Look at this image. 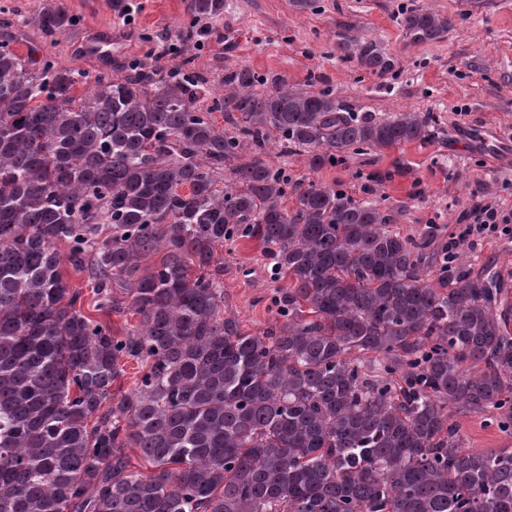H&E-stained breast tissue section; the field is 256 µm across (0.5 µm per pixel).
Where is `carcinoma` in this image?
I'll return each mask as SVG.
<instances>
[{
	"label": "carcinoma",
	"instance_id": "obj_1",
	"mask_svg": "<svg viewBox=\"0 0 512 512\" xmlns=\"http://www.w3.org/2000/svg\"><path fill=\"white\" fill-rule=\"evenodd\" d=\"M199 18L224 0H190ZM63 34L44 0L29 19ZM418 41L452 19L407 18ZM0 44V512H512V449L464 448L452 409L512 436V301L375 200L267 160L424 144L429 115H357L327 91L224 96L181 62L136 64L73 95L78 72ZM362 67L391 59L357 46ZM224 112L229 131L212 114ZM259 240L273 260L275 325L224 316L218 246ZM68 246L63 256L56 244ZM164 256L139 276L141 261ZM85 271L93 316L62 267ZM134 311L117 336L102 317ZM124 359L146 366L116 397ZM139 448L148 474L130 468Z\"/></svg>",
	"mask_w": 512,
	"mask_h": 512
}]
</instances>
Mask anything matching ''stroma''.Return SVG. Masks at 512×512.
I'll list each match as a JSON object with an SVG mask.
<instances>
[{
  "instance_id": "1",
  "label": "stroma",
  "mask_w": 512,
  "mask_h": 512,
  "mask_svg": "<svg viewBox=\"0 0 512 512\" xmlns=\"http://www.w3.org/2000/svg\"><path fill=\"white\" fill-rule=\"evenodd\" d=\"M42 0H0V39L82 73L79 93L115 64L134 62L165 77L190 59L214 96L224 93L227 71L250 67L257 90L274 82L327 90L361 114L423 112L433 118L434 137L423 145L359 151L336 164L312 167L305 152L281 153L270 144L268 159L295 182L337 186L357 200L374 199L402 236L427 237L442 254L477 205L496 208L512 225V0H224V13L199 19L189 0H61L77 23L53 36L27 25ZM135 5L132 22L119 14ZM418 10L452 18L434 41L415 40L405 19ZM112 37V56L93 48ZM377 42L394 67L375 75L361 67L356 45ZM472 274L498 278L512 288V235L477 246H459ZM224 268V314L243 331L262 334L274 321L271 260L258 242L234 239L215 252ZM464 448L480 453L512 448V437L475 414L454 412Z\"/></svg>"
}]
</instances>
